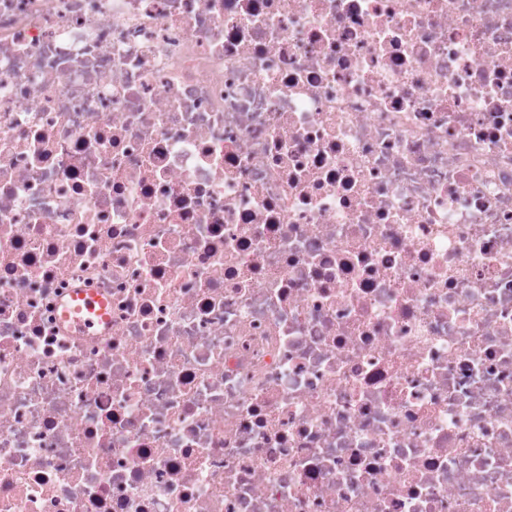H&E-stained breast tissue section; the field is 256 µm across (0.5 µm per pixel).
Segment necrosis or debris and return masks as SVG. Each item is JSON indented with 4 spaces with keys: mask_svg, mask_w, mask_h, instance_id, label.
<instances>
[{
    "mask_svg": "<svg viewBox=\"0 0 512 512\" xmlns=\"http://www.w3.org/2000/svg\"><path fill=\"white\" fill-rule=\"evenodd\" d=\"M0 512H512V0H0Z\"/></svg>",
    "mask_w": 512,
    "mask_h": 512,
    "instance_id": "necrosis-or-debris-1",
    "label": "necrosis or debris"
}]
</instances>
